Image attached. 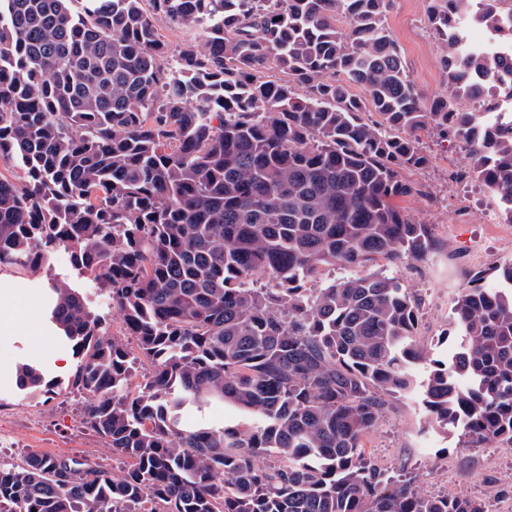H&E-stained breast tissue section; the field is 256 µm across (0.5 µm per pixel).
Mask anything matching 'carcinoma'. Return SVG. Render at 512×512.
Wrapping results in <instances>:
<instances>
[{
  "mask_svg": "<svg viewBox=\"0 0 512 512\" xmlns=\"http://www.w3.org/2000/svg\"><path fill=\"white\" fill-rule=\"evenodd\" d=\"M391 0H0V268L63 248L108 289L129 340L53 283L50 321L81 357L86 429L124 462H0V512H487L427 496L366 457L388 396L414 393L471 442L512 444V262L461 289L447 359H424L418 306L376 272L306 288L321 265L424 258L429 225L397 199L429 163L421 133L462 141L512 224V126L481 103L505 63L464 21L500 0H429L445 92L426 103ZM205 33L163 65L154 16ZM277 68L284 81L266 79ZM362 94L356 95L353 89ZM152 373L135 392L137 363ZM33 395L41 370L19 367ZM219 400L252 427L188 426Z\"/></svg>",
  "mask_w": 512,
  "mask_h": 512,
  "instance_id": "1",
  "label": "carcinoma"
}]
</instances>
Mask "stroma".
Segmentation results:
<instances>
[{"label":"stroma","mask_w":512,"mask_h":512,"mask_svg":"<svg viewBox=\"0 0 512 512\" xmlns=\"http://www.w3.org/2000/svg\"><path fill=\"white\" fill-rule=\"evenodd\" d=\"M426 0H393L386 22L406 62L411 79L424 98L444 90L440 59L442 49L426 17ZM430 156L428 167L407 172L427 194L406 199L404 206L416 220L428 224L434 247L421 260H376L347 270L340 265L322 266L313 281L321 288L347 273L363 276L381 272L393 277L419 307L416 344L426 361L446 355V336L452 333V312L462 288L494 282L499 265L512 260V224L500 213L498 196L482 183H458L448 178V161L467 163L461 142L436 134L423 138ZM81 288L90 308L103 315L111 334L124 333L108 295L100 284L79 277L65 250H58L49 265L32 273L0 269V289H7L26 306L38 328L34 336L0 334V461L21 462L36 452L51 457L87 458L113 474L123 464L113 457L102 440L82 425L83 397L69 389L70 372L53 368V356L64 343L42 335L49 313L51 280ZM33 362L45 380L55 382L49 393L29 396L17 385V368ZM366 454L380 466L414 476L416 488L429 495L454 491L483 501L489 512L512 505V444L491 442L471 445L461 430L429 421L416 397L395 394L378 426L363 439Z\"/></svg>","instance_id":"1"}]
</instances>
